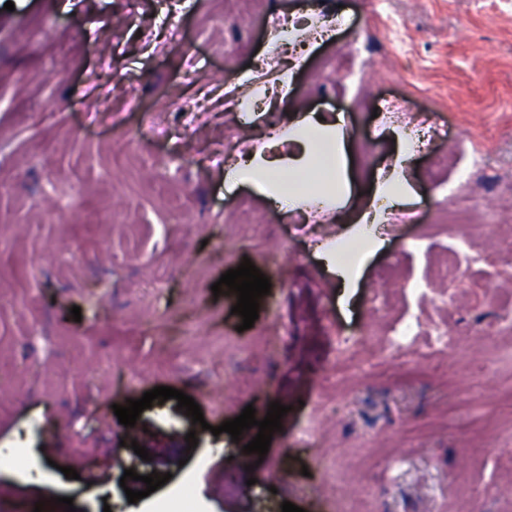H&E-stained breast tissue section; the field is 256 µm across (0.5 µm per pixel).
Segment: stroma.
Masks as SVG:
<instances>
[{
  "mask_svg": "<svg viewBox=\"0 0 512 512\" xmlns=\"http://www.w3.org/2000/svg\"><path fill=\"white\" fill-rule=\"evenodd\" d=\"M0 0V512H175L189 487L193 512H341L370 495L374 512H456L467 489L469 512H512V333L486 343L480 327L512 303V274L497 252L504 231L490 228L471 260L437 214L455 209L461 184L482 205L512 213V0H264L266 11L321 12L338 20L329 37L310 42L300 64L293 47L268 39L261 18H214L216 0ZM180 42L169 46L170 29ZM366 43L374 79L365 90L324 72L325 58ZM248 45L232 70L226 50ZM276 65L255 77L258 60ZM293 75L291 90L280 85ZM241 97L263 93L264 112L242 124L224 108V80ZM135 93L140 109L122 103ZM397 97L443 127L455 154L436 165L437 147L412 154L413 190L404 208L418 224L381 225L380 247L342 287L327 255L368 214L375 185L403 149L381 127L372 104ZM111 100V111L100 110ZM183 104L169 111L171 102ZM153 113L164 134L141 122ZM339 123L348 153L349 193L323 203L324 187L302 195L312 212L298 227L248 184L224 190V132L242 127L249 151L284 171L305 164L300 142L266 143L269 124L297 119ZM479 144L486 166L467 152ZM126 221L116 224L112 215ZM263 216L252 244L244 227ZM457 253L463 281L436 274ZM250 259L270 281L258 319L242 329L236 293L213 294L226 271ZM389 297L390 315L378 310ZM80 307L73 318L72 307ZM438 322L460 341L434 353L426 336L403 356L372 345L353 364L333 359L337 336L369 328L392 335L402 320ZM239 341L251 349L238 364L224 354ZM167 361L162 374L156 366ZM497 361L476 381L473 367ZM333 372L335 400L320 385ZM157 386L199 404L207 429H194L176 399L144 409L124 426L114 405ZM287 406L265 456L245 453L256 429L239 439L223 422L254 406ZM319 419L316 439L303 438ZM198 444L188 448L185 436ZM150 454L142 460L134 445ZM340 458L344 478L329 484L324 466ZM72 467L77 478H66ZM102 469L100 480L84 478ZM137 477L124 479L127 469ZM168 482L137 502L126 489L142 478ZM236 488L227 495L219 478Z\"/></svg>",
  "mask_w": 512,
  "mask_h": 512,
  "instance_id": "stroma-1",
  "label": "stroma"
}]
</instances>
